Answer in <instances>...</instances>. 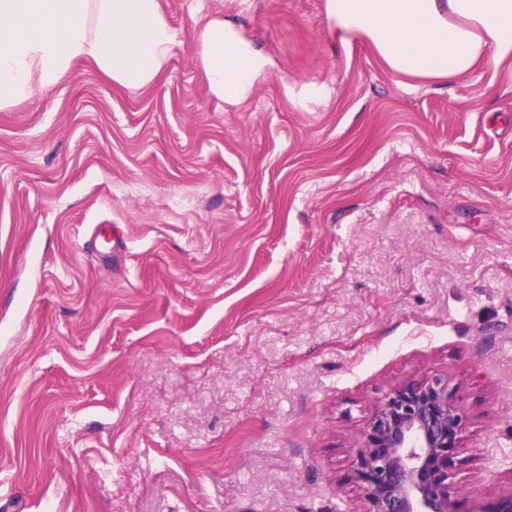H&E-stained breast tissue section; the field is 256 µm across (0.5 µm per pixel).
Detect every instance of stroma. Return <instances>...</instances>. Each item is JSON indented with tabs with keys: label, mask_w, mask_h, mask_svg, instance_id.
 <instances>
[{
	"label": "stroma",
	"mask_w": 512,
	"mask_h": 512,
	"mask_svg": "<svg viewBox=\"0 0 512 512\" xmlns=\"http://www.w3.org/2000/svg\"><path fill=\"white\" fill-rule=\"evenodd\" d=\"M159 4L153 84L0 109V512H365L364 429L433 378L463 499L512 490V58L416 80L325 0ZM215 18L273 64L241 104ZM194 44L211 93L223 101L242 103L269 71V59L222 19L198 30Z\"/></svg>",
	"instance_id": "obj_1"
}]
</instances>
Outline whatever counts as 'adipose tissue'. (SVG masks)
<instances>
[{
    "label": "adipose tissue",
    "instance_id": "1",
    "mask_svg": "<svg viewBox=\"0 0 512 512\" xmlns=\"http://www.w3.org/2000/svg\"><path fill=\"white\" fill-rule=\"evenodd\" d=\"M344 40L369 42L393 72L450 80L512 58V0H326ZM178 34L158 0H0V108L58 84L92 61L131 89L152 83ZM194 44L211 93L239 104L270 61L231 23L209 21Z\"/></svg>",
    "mask_w": 512,
    "mask_h": 512
}]
</instances>
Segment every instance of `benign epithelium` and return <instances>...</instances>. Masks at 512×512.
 I'll list each match as a JSON object with an SVG mask.
<instances>
[{"label": "benign epithelium", "mask_w": 512, "mask_h": 512, "mask_svg": "<svg viewBox=\"0 0 512 512\" xmlns=\"http://www.w3.org/2000/svg\"><path fill=\"white\" fill-rule=\"evenodd\" d=\"M462 431L448 383L434 379L387 393L354 469L367 512H463L451 472ZM468 512H512V490L476 500Z\"/></svg>", "instance_id": "7a95c632"}]
</instances>
